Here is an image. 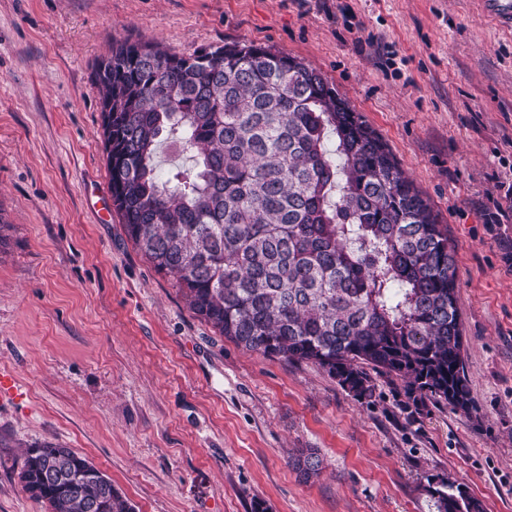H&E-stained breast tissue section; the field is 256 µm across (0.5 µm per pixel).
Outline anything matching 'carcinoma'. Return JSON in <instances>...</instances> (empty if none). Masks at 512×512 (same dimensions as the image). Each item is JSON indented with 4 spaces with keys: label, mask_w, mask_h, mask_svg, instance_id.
I'll return each instance as SVG.
<instances>
[{
    "label": "carcinoma",
    "mask_w": 512,
    "mask_h": 512,
    "mask_svg": "<svg viewBox=\"0 0 512 512\" xmlns=\"http://www.w3.org/2000/svg\"><path fill=\"white\" fill-rule=\"evenodd\" d=\"M100 92L112 203L190 310L247 350L311 362L359 401L370 372L414 403L472 408L448 232L380 137L316 69L263 44L188 56L125 43ZM177 133L192 165L159 177ZM308 479L321 459H294ZM61 444L26 450L19 478L49 512H134ZM83 481L82 494L72 491ZM433 512H484L462 485L428 486Z\"/></svg>",
    "instance_id": "obj_1"
}]
</instances>
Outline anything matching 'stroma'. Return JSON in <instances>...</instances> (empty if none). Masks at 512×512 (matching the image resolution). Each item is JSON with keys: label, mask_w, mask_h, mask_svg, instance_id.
Wrapping results in <instances>:
<instances>
[{"label": "stroma", "mask_w": 512, "mask_h": 512, "mask_svg": "<svg viewBox=\"0 0 512 512\" xmlns=\"http://www.w3.org/2000/svg\"><path fill=\"white\" fill-rule=\"evenodd\" d=\"M126 41L264 44L336 86L448 229L469 412L244 349L102 221L93 71ZM0 371V512H49L19 479L47 441L135 512H431L444 481L512 512V31L478 0H0Z\"/></svg>", "instance_id": "stroma-1"}]
</instances>
